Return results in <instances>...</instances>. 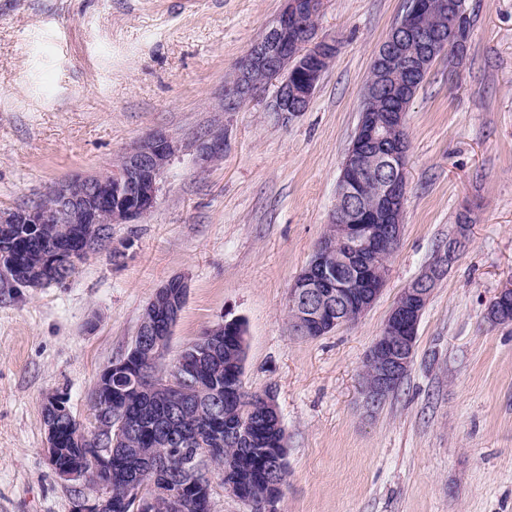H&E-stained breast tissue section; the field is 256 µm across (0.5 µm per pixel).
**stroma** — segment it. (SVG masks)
Returning <instances> with one entry per match:
<instances>
[{
  "instance_id": "stroma-1",
  "label": "stroma",
  "mask_w": 512,
  "mask_h": 512,
  "mask_svg": "<svg viewBox=\"0 0 512 512\" xmlns=\"http://www.w3.org/2000/svg\"><path fill=\"white\" fill-rule=\"evenodd\" d=\"M405 0H324L337 52L306 110L240 109L224 85L282 0H0V208L112 167L163 132L178 152L154 211L112 227L124 261L90 255L69 283L0 287V512H75L97 494L61 481L43 403L89 396L131 346L154 290L188 283L167 360L240 319L248 391H272L287 435L281 512H512V325L485 317L512 281V0H466L462 64L438 57L406 114L403 234L385 288L355 323L297 335L288 294L325 234L371 61ZM224 155L198 157L205 135ZM468 243L422 314L414 360L377 407L366 355L401 290L459 229Z\"/></svg>"
}]
</instances>
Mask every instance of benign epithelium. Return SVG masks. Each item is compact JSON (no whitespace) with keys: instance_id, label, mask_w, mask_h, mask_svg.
<instances>
[{"instance_id":"1","label":"benign epithelium","mask_w":512,"mask_h":512,"mask_svg":"<svg viewBox=\"0 0 512 512\" xmlns=\"http://www.w3.org/2000/svg\"><path fill=\"white\" fill-rule=\"evenodd\" d=\"M283 6L266 31L257 38L238 62L235 75L224 87L227 106H242L262 83L273 78L280 82L268 105V111L293 118L306 111L311 98L336 55V41L315 36L316 21L324 0H282ZM431 0H406L399 23L385 37L371 66L368 90L386 86L390 104L385 115L361 108L355 138L344 159L338 191L353 192L366 168L373 162L383 163L391 172L383 185L384 192L366 218L355 224L350 214L333 211L331 223L336 235L318 242L309 263L300 272L290 289L288 306L295 314V324L302 336H323L345 323L332 317V297L346 296L357 316H362L376 302L387 281V258L402 233L400 215L406 191V157L408 143L404 118L413 98L414 86L408 80L394 84L390 79L397 71L415 77L429 69L440 47L448 44V35L459 36V24L465 4L458 0H440V20L426 26L423 20L430 13ZM197 150L206 159L221 156L224 138L219 134L203 137ZM177 152V145L163 133H153L126 151L108 174H95L68 179L49 190L51 208L38 204L0 209V237L13 232L19 224L34 234L40 224H92L70 243L52 251L51 270L39 277L25 270L24 261L14 256L0 262V282L9 288H34L59 278L65 268H78L84 255L93 249L106 250L117 262L124 258L131 239L116 245L109 228L114 224H137L156 206L160 178ZM467 244L466 229L459 230L454 242L439 252L433 263L402 289L393 303L382 327L381 335L372 344L363 379L365 401L374 408L385 399L396 383L408 372L414 358L417 329L437 282L448 269V262ZM150 316L137 335L152 336L157 345V359L165 360L167 340L181 310L172 298L169 284L158 287L149 303ZM494 324L512 323V286L498 291L486 309ZM219 341L214 339L203 347L184 350L178 355L172 374L159 380L162 391L178 390L194 383L205 362L216 353ZM128 358L122 356L102 372L99 389L112 393V375H120ZM108 402L95 410L94 431L100 434V449L92 462L74 455L67 463L60 456L68 453L59 447L61 426L74 422L67 395L56 392L44 403L47 414L46 455L56 475L64 481H93L104 484L100 476L112 472V453L124 441L128 429L124 420L111 426L106 413ZM163 461L170 468L185 473L192 463L185 459L188 440L167 434ZM224 490L251 505L253 512H278L281 496L252 498L243 495L241 485L228 481ZM194 491L193 481L181 487L164 489L157 483V467L153 459L143 460L129 477L126 498L133 502L134 512H153L157 496L164 494L170 512H182L184 493ZM77 512H112V492L106 490L94 499L78 505Z\"/></svg>"}]
</instances>
